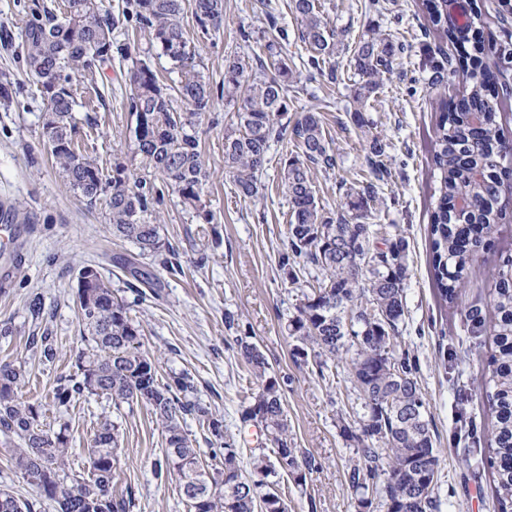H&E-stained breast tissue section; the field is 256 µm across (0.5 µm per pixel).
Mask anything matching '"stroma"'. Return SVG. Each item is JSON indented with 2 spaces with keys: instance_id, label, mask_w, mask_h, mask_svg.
Listing matches in <instances>:
<instances>
[{
  "instance_id": "stroma-1",
  "label": "stroma",
  "mask_w": 512,
  "mask_h": 512,
  "mask_svg": "<svg viewBox=\"0 0 512 512\" xmlns=\"http://www.w3.org/2000/svg\"><path fill=\"white\" fill-rule=\"evenodd\" d=\"M32 3L0 0V25L11 33L9 41H0V83L13 91L10 99H0V205L10 208V223L29 228L17 249V273L9 287L0 288V329H13L12 336L0 338V363L24 362L23 400L42 404L46 422H68L73 472L84 470L96 422L109 415L119 427L113 484L118 490L134 489L132 512H189L178 482L154 477V464L165 445L160 426L145 408L117 413L111 403L95 396L58 408L51 398L59 379L72 373L83 345L78 270L93 266L113 287L124 288L130 276L121 264L137 248L113 237L105 200L87 205L51 156L43 137L47 104L20 63V31ZM271 3L280 17L276 30L267 27L257 0H224V23L216 32L201 30L192 13L183 16L187 37L201 54L198 71L215 91L209 115L194 127L211 175L198 208H186L172 193L165 194L158 207L162 237L178 252L182 269L174 273L158 259L146 261V269L156 277L155 291L131 310L143 325L144 348L157 360L161 375L189 373L204 404L223 416L242 458L250 459L260 448L258 430L242 427L240 416L257 382L227 347L224 326L225 312L238 315L258 341L271 373L288 380L284 404L294 447L321 463L306 487H297L292 476L283 477L281 492L291 512H353L347 470L357 441L343 426L361 412L362 400L345 365H337L334 377L325 381L296 359L297 341L287 336L284 325L308 284L303 279L290 283L279 266L289 220L281 184L282 147L275 143L269 150L258 175V199L240 198L224 170V132L236 108L225 101L221 89L226 55L247 54L270 42L286 51L298 75L288 89V116L320 112L336 152L335 169L314 176L318 199L332 213L347 189L368 177L367 141L351 119L360 80L349 59L368 29L388 34L405 49L393 74L372 93L365 112L371 133L389 143L392 163V176L378 188L370 221L397 225L408 243L405 318L398 343L417 364L418 384L440 451L441 512H494L492 478L481 463L493 425L484 398L488 348L469 336L463 310L475 306L492 317L491 290L500 259L512 254V221L496 226L491 247L472 262L461 287V308H448L436 290L429 228L439 184L433 162L439 105L456 88L431 82L428 53L437 39L428 32L422 0H380L376 9L371 0H318L324 20L343 35L327 60L336 71L332 82L308 66L309 52L289 0ZM244 30L251 32L252 41L242 40ZM112 41L117 47L136 42L141 59L161 80L178 81L169 60L133 23L114 30ZM129 66L116 53L110 66L79 79L75 139L107 170L116 160L132 169L138 166L128 139ZM40 336L48 337L56 350L52 361L41 359L31 343Z\"/></svg>"
}]
</instances>
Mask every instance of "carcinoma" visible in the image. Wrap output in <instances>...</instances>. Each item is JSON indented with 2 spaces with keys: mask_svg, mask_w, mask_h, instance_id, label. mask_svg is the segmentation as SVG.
I'll return each mask as SVG.
<instances>
[{
  "mask_svg": "<svg viewBox=\"0 0 512 512\" xmlns=\"http://www.w3.org/2000/svg\"><path fill=\"white\" fill-rule=\"evenodd\" d=\"M317 0H291L290 9L301 26L309 64L319 70L336 49L335 31L324 22ZM191 6L197 24L218 31L224 20V0H126L121 13L102 9L99 0H66L65 11L42 6L27 19L21 39L27 72L43 73L49 81L40 92L48 108L43 130L51 152L70 186L88 202L106 189L112 235L134 242L141 256L167 252L164 267L179 266L177 253L164 242L161 225L152 222L165 193L177 194L191 207L201 200L209 172L200 141L188 128L210 108L213 90L195 72L196 52H188L181 17ZM424 7L440 40L454 48L479 50L480 17L473 13L460 25L448 13V0H424ZM135 19L151 40L181 71L178 85L164 88L157 74L136 49H121L131 61L128 70L131 117L129 133L142 168L160 178L149 182L122 162L104 174L96 159L76 152L77 77L112 60V33L121 20ZM276 58L273 72L258 53L224 58V98L240 101L235 120L224 134V164L238 195L258 198V174L268 161L273 143L285 148L281 158L282 184L290 204L286 252L280 268L295 283L298 273L312 276L295 315L287 320L288 335L300 346L296 356L325 377L328 362L345 364L354 387L363 397L364 413L357 425L355 458L347 472L355 512H441L438 484L424 482L427 466L439 465L426 402L418 386L416 368L397 348L404 321V286L408 276L407 244L398 233L379 236L369 223L377 183L391 178L386 144L368 141L367 167L372 180L351 188L336 215L320 206L313 175L336 167V153L328 141L321 116L307 111L293 122L288 114V87L296 72L282 52L267 45ZM488 65L475 56L466 73L461 95L439 105L434 165L440 173L434 220L430 225L432 257L438 293L451 308L459 307L461 283L478 251L490 240L505 205L499 168L503 141L498 117L511 111L508 99L495 93L494 69L512 67V37L493 40ZM397 48L382 34L360 42L349 64L360 77L355 90L354 124L369 126L364 111L382 77L391 73ZM442 84L456 77L451 58L433 65ZM189 111L179 112L174 101ZM124 267L142 288H153L149 272L131 259ZM79 318L86 328V347L76 356V372L59 381L53 401L68 407L84 397H105L115 409L145 406L162 426L163 458L155 463L159 479L176 476L190 512H289L278 490L283 473H292L303 487L318 469L316 459L288 444V415L284 408L285 378L269 373L268 362L245 331L228 346L242 356L259 389L241 413L244 423L261 427L274 447L275 459L255 455L250 469L241 465L234 437L224 418L212 413L195 395L185 372L159 377L157 363L144 349L141 325L130 316L128 304L112 289L110 280L95 268L79 270ZM142 288L133 289L136 298ZM494 320L486 323L476 307L465 310L469 333L490 336L494 349L486 360L484 392L494 417L490 444L481 457L491 473L496 512H512V257L503 261L491 292ZM23 363L0 364V433L15 440L16 469L38 490V499L20 498L0 489V512H35L40 500L58 505L60 512H131V490L112 488L118 455V427L102 418L87 448V476L67 472L68 424L55 429L44 423L41 405L18 394L25 382ZM196 418L215 442L208 449L213 464L203 461L196 440L182 420Z\"/></svg>",
  "mask_w": 512,
  "mask_h": 512,
  "instance_id": "carcinoma-1",
  "label": "carcinoma"
}]
</instances>
